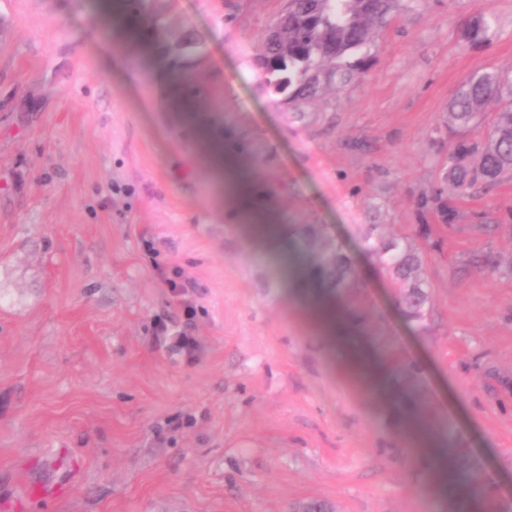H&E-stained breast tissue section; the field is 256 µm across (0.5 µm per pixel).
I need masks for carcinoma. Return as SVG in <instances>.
<instances>
[{
    "label": "carcinoma",
    "mask_w": 512,
    "mask_h": 512,
    "mask_svg": "<svg viewBox=\"0 0 512 512\" xmlns=\"http://www.w3.org/2000/svg\"><path fill=\"white\" fill-rule=\"evenodd\" d=\"M391 0H288V11L278 14L271 27L278 39L264 42L256 65L265 78L288 81L289 99L302 100L314 95L324 80L348 82L360 61L348 56L371 44L384 23ZM489 27L477 23L463 32V48L471 49L487 38ZM288 58L285 71L273 70V62ZM495 101L499 111L491 117L487 134L480 139L461 137L448 151L445 178L457 196L478 184L495 186L512 179V72L504 73L479 66L456 88L448 101V123L469 129L483 120L482 111ZM446 227L455 229L456 209L451 201L434 198ZM296 249L310 256L307 277H326L333 295L349 294L357 287L358 277L346 264L344 251L328 239L315 224L293 225ZM365 248L372 253L391 280L401 288L399 306L406 319L422 325L430 315L429 284L424 273L425 251L405 235L391 237L371 233ZM473 265L493 275L498 265L492 254H473ZM456 474L448 489L463 503L482 492V483L468 470L456 465Z\"/></svg>",
    "instance_id": "carcinoma-1"
}]
</instances>
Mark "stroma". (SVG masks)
<instances>
[{"label": "stroma", "instance_id": "stroma-1", "mask_svg": "<svg viewBox=\"0 0 512 512\" xmlns=\"http://www.w3.org/2000/svg\"><path fill=\"white\" fill-rule=\"evenodd\" d=\"M104 2L0 0V501L457 512L413 453L427 428L481 480L469 512H512V180L457 200L451 232L420 206L453 194L451 93L476 67L512 71V0H396L369 67L294 103L254 65L287 0H148L122 25ZM473 17L491 39L464 51ZM169 84L193 117L162 104ZM281 224L319 225L351 258L349 336L320 320L288 235L262 231ZM373 224L430 226L426 328L367 257ZM479 250L497 275L470 265ZM184 328L190 357L170 345ZM64 480L67 496L23 498ZM221 159L224 160V171L226 175L232 177L236 182L237 199L239 201L241 210L244 213H252L257 205V197L251 183L240 176L238 172V163L232 156L226 155L224 158L223 151L220 147H216Z\"/></svg>", "mask_w": 512, "mask_h": 512}]
</instances>
